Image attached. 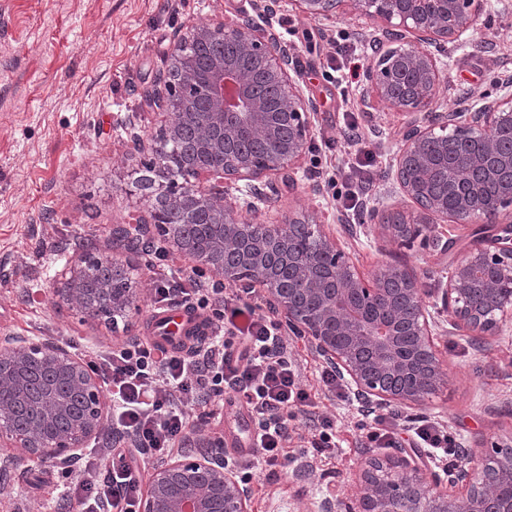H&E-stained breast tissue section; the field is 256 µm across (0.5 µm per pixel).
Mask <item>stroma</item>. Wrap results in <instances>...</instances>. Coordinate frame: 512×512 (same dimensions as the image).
Masks as SVG:
<instances>
[{
    "label": "stroma",
    "instance_id": "35a3bbf8",
    "mask_svg": "<svg viewBox=\"0 0 512 512\" xmlns=\"http://www.w3.org/2000/svg\"><path fill=\"white\" fill-rule=\"evenodd\" d=\"M249 6L250 0H0V336L49 339L85 360L127 338L151 336L152 315L159 310L154 301L158 274L189 266L185 255L173 251L159 257L161 239L126 256L142 286L131 335L82 322L76 307L58 304L54 280L83 254H111L113 224L148 215L151 203L135 183L152 153L135 140L147 142L165 123L149 98L178 37L215 20H235ZM272 25L292 46L299 86L315 111L296 183L263 207V219L328 225L361 274L370 277L389 264L407 265L418 274L425 303L433 304L449 267L466 254L472 227L437 224L436 233L453 242L445 254L385 243L362 231L348 235L344 225L358 223L359 216L338 208L326 183L329 165L368 152L373 162L366 207L411 206L388 192L407 114L386 107L367 111L358 89L343 99L328 73L330 56L342 47L357 51L359 67L367 66V37L378 21L356 16L310 20L293 0H281ZM447 63L439 107L493 92L499 79L512 75V11L504 10L500 0H483L472 44L450 48ZM352 123L363 140L347 138ZM434 342L448 384L401 415L434 420L459 447L484 457L494 442L512 436V322L485 350L444 332ZM286 345L302 383L317 391L315 414L335 421L340 446L325 453L296 452V463L311 469L307 482L280 473L251 484V512H310L313 501L349 500L360 491L365 450L352 430L359 405L319 392L321 361L301 339L287 337ZM253 430L251 413L229 390L221 420L202 424L192 442L220 437L229 461L254 462L259 454L248 440ZM62 472L35 459L0 470V512H58Z\"/></svg>",
    "mask_w": 512,
    "mask_h": 512
}]
</instances>
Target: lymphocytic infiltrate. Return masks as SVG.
Wrapping results in <instances>:
<instances>
[{"mask_svg": "<svg viewBox=\"0 0 512 512\" xmlns=\"http://www.w3.org/2000/svg\"><path fill=\"white\" fill-rule=\"evenodd\" d=\"M201 276L196 268L182 280L161 276L155 292L160 301L208 312L211 342L170 351L135 340L92 357V371L112 396V431L136 451L164 458L198 427L188 404L222 405L225 389L231 388L242 393L254 417L252 443L264 463L288 468L291 433L314 401L299 381L281 324L258 313L239 293L203 285ZM356 429L369 447L391 448L399 443L401 424L396 414L366 411ZM141 493L129 467H108L73 482L67 498L76 503L77 512H137Z\"/></svg>", "mask_w": 512, "mask_h": 512, "instance_id": "obj_1", "label": "lymphocytic infiltrate"}]
</instances>
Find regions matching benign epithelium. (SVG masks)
I'll use <instances>...</instances> for the list:
<instances>
[{
    "label": "benign epithelium",
    "mask_w": 512,
    "mask_h": 512,
    "mask_svg": "<svg viewBox=\"0 0 512 512\" xmlns=\"http://www.w3.org/2000/svg\"><path fill=\"white\" fill-rule=\"evenodd\" d=\"M309 19L331 20L353 14L378 19L381 33L370 44L372 63L363 72L367 108L373 102L411 116L403 128L393 163L399 192L415 211L373 208L362 227L377 237L429 251H446L448 242L434 225L479 224L471 247L448 273L438 297L448 316V334L469 337L486 347L512 309V146L504 148L493 130L512 133V78L499 94L466 98L453 110L433 104L446 79L441 58L448 45L471 41L479 19L480 0H293ZM231 40L234 52L219 49L207 68L204 111L186 112L176 94L157 93L153 104L170 121L154 145L161 180L154 195L162 209L152 215L155 228L142 218L112 229L115 246L133 251L158 235L171 249L197 259L224 277L229 286L258 284L269 309L283 315L288 335L307 341L323 364L333 368L362 405L383 410L413 408L447 386L435 349L438 322L422 299L416 272L401 264L382 269L384 281L360 276L335 235L322 224L294 219L267 224L238 219L246 211L279 196L291 179L311 139L312 102L297 84L292 54L271 26L259 25L243 11L230 23L202 25L173 46L172 61L181 66L183 83L196 75L192 41ZM197 129L196 139L209 156L191 164L189 185L172 183L163 155L166 141L183 128ZM467 146L456 164L448 199L430 192L426 170L448 152V137ZM259 137L268 146L265 157L233 151L244 138ZM207 211L213 228L204 253L188 231L195 212ZM94 264L66 267L54 288L58 299L74 305L83 321L112 325L129 333L130 314L137 309L132 268L117 260L112 282L94 293L85 288ZM486 280L481 298L471 286L475 276ZM107 400L100 379L81 358L43 339L0 349V447L15 452L0 458L18 467L31 458L55 465L71 461L76 452L104 430ZM452 488L441 494L438 474L426 473L411 456L366 459L358 510L341 500L324 498L316 512H512V454L493 457L476 467L460 463L445 472ZM251 489L237 478L224 459V442L208 441L206 451L158 465L140 501V512H250Z\"/></svg>",
    "instance_id": "7a95c632"
}]
</instances>
